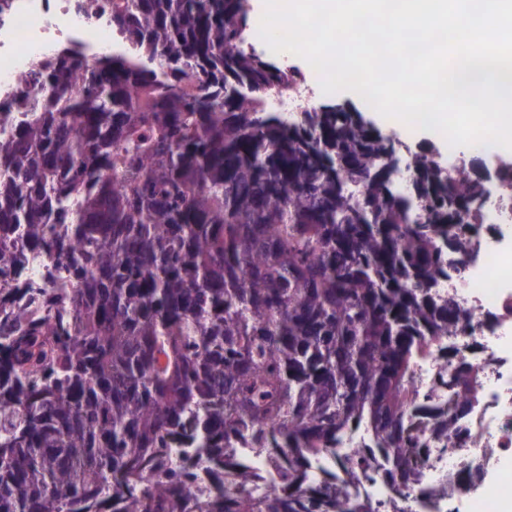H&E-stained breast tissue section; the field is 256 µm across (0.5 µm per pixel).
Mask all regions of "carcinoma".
Listing matches in <instances>:
<instances>
[{
  "label": "carcinoma",
  "instance_id": "carcinoma-1",
  "mask_svg": "<svg viewBox=\"0 0 512 512\" xmlns=\"http://www.w3.org/2000/svg\"><path fill=\"white\" fill-rule=\"evenodd\" d=\"M244 3L110 0L128 53L32 69L0 138V512H371L353 458L308 483L362 426L397 512L449 492L420 485L414 417L452 433L478 372L450 412L411 379L462 321L435 288L483 183L356 112L269 111L297 74L243 47ZM27 249L61 292L22 318ZM241 439L281 468L263 496Z\"/></svg>",
  "mask_w": 512,
  "mask_h": 512
}]
</instances>
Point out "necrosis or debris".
I'll return each mask as SVG.
<instances>
[{"label": "necrosis or debris", "instance_id": "1", "mask_svg": "<svg viewBox=\"0 0 512 512\" xmlns=\"http://www.w3.org/2000/svg\"><path fill=\"white\" fill-rule=\"evenodd\" d=\"M0 14V135L9 131L16 103L27 91L34 60L54 54L60 45L80 44L87 63L108 52L116 41L109 0H9ZM481 233L458 270L440 285L461 308L464 319L451 341L455 361L478 367L483 398L456 429V447L431 443L420 468L430 485L451 484L455 490L438 498L430 512H460L463 499L490 502L512 492V482L482 481L458 486L457 476L474 458L487 463L512 455V170L497 181L493 200L480 214ZM455 361L430 349L418 362L413 387L422 400L448 407L452 393L443 380Z\"/></svg>", "mask_w": 512, "mask_h": 512}]
</instances>
